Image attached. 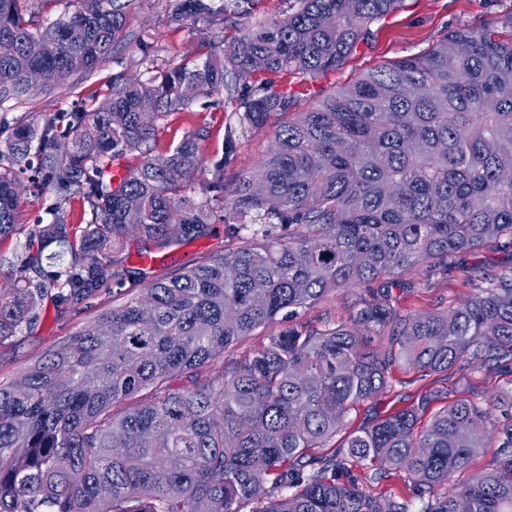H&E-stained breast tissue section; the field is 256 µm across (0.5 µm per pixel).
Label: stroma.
I'll use <instances>...</instances> for the list:
<instances>
[{
  "label": "stroma",
  "mask_w": 512,
  "mask_h": 512,
  "mask_svg": "<svg viewBox=\"0 0 512 512\" xmlns=\"http://www.w3.org/2000/svg\"><path fill=\"white\" fill-rule=\"evenodd\" d=\"M171 0H130L127 24L130 30H149L158 34L160 41L152 55L151 64H142L143 52L132 42L117 49L129 75L149 78L159 72L178 66L185 58L194 56L202 40L213 36L212 28L189 25L170 28L167 16ZM468 26L488 29L507 36L512 34V0H405L399 11L375 24L368 40L356 50L341 67L325 72L315 82H297L292 90L297 94L296 111L313 105L326 91L353 83L362 74L393 61L423 53L451 29ZM112 66H105L92 76H72L63 84L29 95L9 110H0V120L12 122L20 118L44 122L54 114L68 112L79 106L88 96L96 94L111 75ZM232 116L230 109L201 100L188 112H177L159 122L156 155L169 154L189 133L207 127L208 137L198 143L203 165L194 175L191 195L196 202L209 200L204 187L213 179V167L224 155V125ZM284 117L271 114L259 127L249 129L240 139L233 167L224 173L225 188H232L238 175L253 167L265 155ZM52 198L45 189L29 187L19 201L18 227L15 234L0 243V282L13 274L11 259L15 251L27 244L38 243L39 221L44 219V208ZM238 240L224 235L223 222L211 224L210 231L201 237L182 241L160 250L159 274L178 272L185 266L206 261L212 254L235 250ZM512 268V248L490 244L459 253L451 260L447 272L421 266L417 270L398 274L393 293L399 298V307L405 312H425L456 307L473 296L481 285L480 277ZM123 297L104 289L89 297L75 309L59 305L55 292L42 299L37 322L23 329L10 341L0 345V383L9 384L46 352L58 347L69 336L100 312L122 305ZM435 377L420 376L404 369H395L391 386L373 400L357 406L350 415L354 425H362L377 415L402 408L408 399L422 391L436 387Z\"/></svg>",
  "instance_id": "stroma-1"
}]
</instances>
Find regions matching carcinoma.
Instances as JSON below:
<instances>
[{"label": "carcinoma", "mask_w": 512, "mask_h": 512, "mask_svg": "<svg viewBox=\"0 0 512 512\" xmlns=\"http://www.w3.org/2000/svg\"><path fill=\"white\" fill-rule=\"evenodd\" d=\"M63 6L54 19L44 6ZM0 0V106L90 76L134 41L126 0ZM404 0H288L281 15L202 41L199 57L141 80L112 74L102 99L44 123H0V242L16 229L19 175L54 194L40 245L15 253L0 288V344L34 317L46 286L27 272L69 254L56 289L77 304L102 289L142 293L102 313L0 386V512H512V270L464 304L403 314L389 285L356 297L346 321H297L325 294L352 290L487 243L512 248V37L446 33L322 96L280 126L260 161L223 195L241 134L286 114L284 85L345 63ZM215 0H174L167 24L218 26ZM202 98L236 103L214 164L224 234L244 245L156 276L120 258L129 230L145 254L199 237L217 207L186 195L203 163L197 130L150 154L157 121ZM118 183L112 162L128 154ZM78 194L92 223L74 235ZM288 327L227 363H209L278 315ZM502 378L461 396L434 388L353 427L395 366ZM183 380L177 389L171 380ZM497 452L464 478L487 440ZM383 482L403 489L370 490Z\"/></svg>", "instance_id": "obj_1"}]
</instances>
